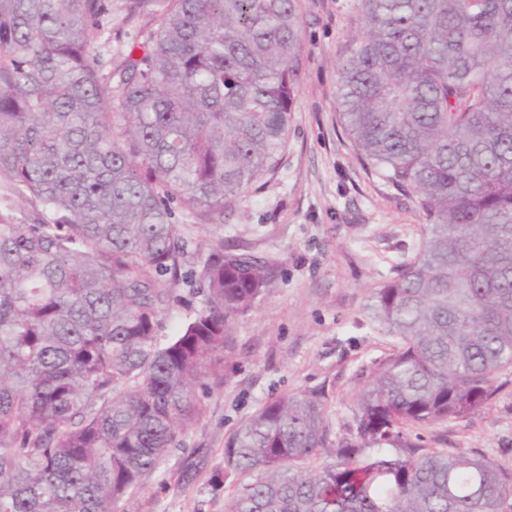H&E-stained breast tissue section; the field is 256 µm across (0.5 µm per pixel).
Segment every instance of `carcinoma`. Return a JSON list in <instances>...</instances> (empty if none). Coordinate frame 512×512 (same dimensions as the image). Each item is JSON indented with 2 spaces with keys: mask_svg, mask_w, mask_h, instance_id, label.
<instances>
[{
  "mask_svg": "<svg viewBox=\"0 0 512 512\" xmlns=\"http://www.w3.org/2000/svg\"><path fill=\"white\" fill-rule=\"evenodd\" d=\"M357 7L341 128L422 220L370 295L396 348L336 443L319 390L238 426L224 512H512V468L413 433L484 409L512 368V0ZM110 15L112 0H0V179L43 211L0 218V512H118L279 276L222 242L183 271L168 203L222 224L278 165L299 0H168L152 46L104 75L91 47Z\"/></svg>",
  "mask_w": 512,
  "mask_h": 512,
  "instance_id": "cac0c4a2",
  "label": "carcinoma"
}]
</instances>
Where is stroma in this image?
<instances>
[{"instance_id":"1","label":"stroma","mask_w":512,"mask_h":512,"mask_svg":"<svg viewBox=\"0 0 512 512\" xmlns=\"http://www.w3.org/2000/svg\"><path fill=\"white\" fill-rule=\"evenodd\" d=\"M164 0L147 11L112 0L92 45L102 72L158 28ZM302 69L288 147L261 190L243 193L220 224L183 209L173 221L196 266L224 241L278 265L280 274L233 326L224 381L199 390V419L122 502L123 512H224L239 479L224 474V441L270 397L323 390L332 436H341L359 393L393 343L367 313L370 293L420 242L421 220L407 195L356 158L337 106L342 50L359 28L355 0H301ZM485 410L460 423L420 429L432 448H476L512 467V369Z\"/></svg>"}]
</instances>
